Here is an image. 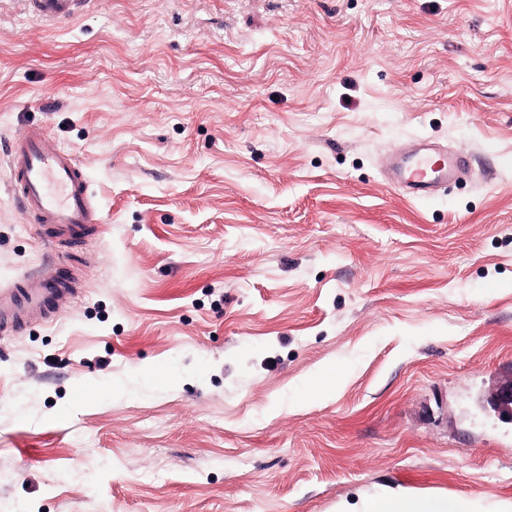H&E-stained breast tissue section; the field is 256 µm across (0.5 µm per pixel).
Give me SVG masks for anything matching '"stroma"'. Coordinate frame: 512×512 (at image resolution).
Here are the masks:
<instances>
[{
	"label": "stroma",
	"mask_w": 512,
	"mask_h": 512,
	"mask_svg": "<svg viewBox=\"0 0 512 512\" xmlns=\"http://www.w3.org/2000/svg\"><path fill=\"white\" fill-rule=\"evenodd\" d=\"M32 126L104 230L0 335V512L512 500V0H0V286L47 257ZM424 138L470 161L430 203L382 168ZM81 0H28L32 16L39 21H56L73 16Z\"/></svg>",
	"instance_id": "stroma-1"
}]
</instances>
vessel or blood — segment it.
Masks as SVG:
<instances>
[{
    "mask_svg": "<svg viewBox=\"0 0 512 512\" xmlns=\"http://www.w3.org/2000/svg\"><path fill=\"white\" fill-rule=\"evenodd\" d=\"M39 21L71 17L79 0H28ZM6 156L11 188L17 202L42 229L41 240L55 248L98 232L101 217L90 204L86 170L74 153L49 145L42 133L30 129L9 140ZM462 155L424 144L416 153L395 158L394 184L415 201L432 200L465 168ZM73 270L58 261L16 277L0 289V333L18 332L35 320L52 321L58 301L75 293Z\"/></svg>",
    "mask_w": 512,
    "mask_h": 512,
    "instance_id": "b4317fda",
    "label": "vessel or blood"
}]
</instances>
